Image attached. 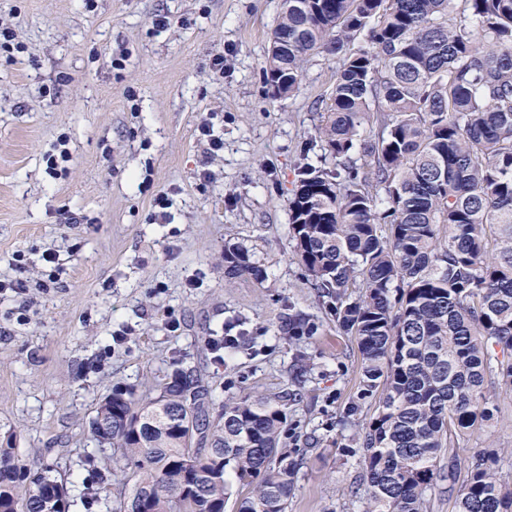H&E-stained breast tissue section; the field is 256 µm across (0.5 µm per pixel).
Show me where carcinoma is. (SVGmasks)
<instances>
[{
	"instance_id": "cac0c4a2",
	"label": "carcinoma",
	"mask_w": 512,
	"mask_h": 512,
	"mask_svg": "<svg viewBox=\"0 0 512 512\" xmlns=\"http://www.w3.org/2000/svg\"><path fill=\"white\" fill-rule=\"evenodd\" d=\"M345 52L290 200L295 253L336 326L360 354L353 436L362 512H428L448 479L455 512H512L496 456L460 458L512 392V0H281L263 77L299 89L309 58ZM336 167H326L327 159ZM224 276L260 281L241 245ZM321 324L288 306L299 341ZM288 395L245 396L213 413L193 368L153 398L115 388L90 422L86 462L111 488L107 512H288L301 459L281 441ZM64 480L19 463L0 435V512H70Z\"/></svg>"
}]
</instances>
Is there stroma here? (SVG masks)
Returning <instances> with one entry per match:
<instances>
[{
  "instance_id": "1",
  "label": "stroma",
  "mask_w": 512,
  "mask_h": 512,
  "mask_svg": "<svg viewBox=\"0 0 512 512\" xmlns=\"http://www.w3.org/2000/svg\"><path fill=\"white\" fill-rule=\"evenodd\" d=\"M279 4L0 0V23L22 46L0 50V280L19 254L32 277L27 296L0 295V430L15 432L22 464L52 466L76 498L92 482L81 461L98 402L116 386L153 396L158 380L194 367L217 411L232 397L288 394L283 440L303 459L288 512L362 510L347 414L357 345L326 314L289 231L300 149L342 58L312 57L299 90L272 97L263 66ZM157 13L172 17L168 29L152 26ZM205 123L223 151L209 154ZM63 149L70 160L48 174L47 156ZM66 210L77 223H64ZM228 242L254 253L263 282L225 283ZM49 249L58 270L42 259ZM288 304L322 322L301 344L313 369L300 386L277 333ZM229 321L249 338L218 362L209 339ZM361 404L371 415L373 400ZM497 404L496 426L473 431L459 454L498 449L512 481V393Z\"/></svg>"
}]
</instances>
